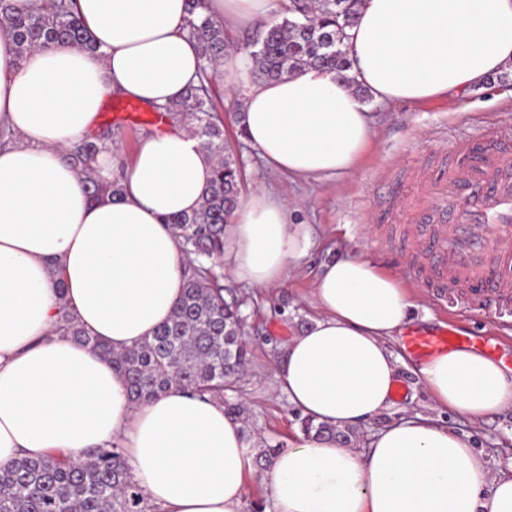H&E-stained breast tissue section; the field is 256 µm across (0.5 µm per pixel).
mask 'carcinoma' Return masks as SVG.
Segmentation results:
<instances>
[{
    "label": "carcinoma",
    "mask_w": 512,
    "mask_h": 512,
    "mask_svg": "<svg viewBox=\"0 0 512 512\" xmlns=\"http://www.w3.org/2000/svg\"><path fill=\"white\" fill-rule=\"evenodd\" d=\"M76 0H39L28 11H17L10 0H0V26L9 29L21 58L50 42L66 41L96 49L76 13ZM363 0H291L289 16L257 31L253 52L254 75L279 79L306 67L336 74L342 82L364 91L349 77L351 68L346 29L357 20ZM190 34L199 43L203 64L197 82L182 101L165 108L175 123L189 120L192 134L213 162V177L202 194L200 207L175 215L166 223L187 261L184 289L168 320L143 341L116 351L90 336L63 315L56 331L106 357L125 379L132 402L158 398L174 387L194 395L218 399L234 418L246 409L237 386L252 362L245 338L246 299L224 287V227L241 202L240 171L235 155L224 144V115L219 107L217 68L224 60V25L207 15V0H188ZM112 126L102 125L91 138L70 149L84 177L89 196L122 194L120 178L98 181L89 162L108 142H115ZM304 434L327 435L343 444L350 434L329 424H315L299 416ZM282 443L260 442L255 463L270 466ZM0 512H158L132 479L126 450L118 444L92 448L72 459L46 455L17 459L0 466Z\"/></svg>",
    "instance_id": "cac0c4a2"
}]
</instances>
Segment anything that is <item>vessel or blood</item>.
<instances>
[{
  "instance_id": "b4317fda",
  "label": "vessel or blood",
  "mask_w": 512,
  "mask_h": 512,
  "mask_svg": "<svg viewBox=\"0 0 512 512\" xmlns=\"http://www.w3.org/2000/svg\"><path fill=\"white\" fill-rule=\"evenodd\" d=\"M479 152L468 139L449 149L457 163L438 176L421 165L409 174L414 191L391 197L392 215L410 212L413 221L399 235L410 269L432 278L443 299L466 298L470 307L512 310V137L489 133ZM405 349L427 359L456 348L494 356L495 336L465 335L448 326L433 332L408 329Z\"/></svg>"
}]
</instances>
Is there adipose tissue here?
Segmentation results:
<instances>
[{
    "instance_id": "1",
    "label": "adipose tissue",
    "mask_w": 512,
    "mask_h": 512,
    "mask_svg": "<svg viewBox=\"0 0 512 512\" xmlns=\"http://www.w3.org/2000/svg\"><path fill=\"white\" fill-rule=\"evenodd\" d=\"M288 3L207 0L213 20L236 29ZM78 11L95 50L55 42L20 62L0 27V465L117 443L160 512H242L253 455L221 402L175 388L133 404L109 360L55 330L64 309L122 350L167 321L186 258L165 219L197 209L212 177L199 140L169 123L141 137L129 164L103 147L94 174L125 167L124 193L88 197L66 149L95 133L106 98L174 104L202 59L186 0H78ZM346 43L349 74L375 102L464 96L512 69V0H364ZM253 69L247 51L224 56V87L242 99L235 124L264 164L317 181L349 174L373 133L367 104L330 72L257 81ZM312 245L285 199L260 187L226 226L224 264L274 288ZM312 298L318 317L280 349L279 388L313 422L361 428L390 405L405 361L387 341L414 304L350 249L318 266ZM416 373L448 412L512 407V369L477 350L437 354ZM265 485L273 512H512V474L490 476L468 437L421 415L384 425L361 451L302 438L275 456Z\"/></svg>"
}]
</instances>
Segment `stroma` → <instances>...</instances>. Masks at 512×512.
<instances>
[{"label": "stroma", "instance_id": "obj_1", "mask_svg": "<svg viewBox=\"0 0 512 512\" xmlns=\"http://www.w3.org/2000/svg\"><path fill=\"white\" fill-rule=\"evenodd\" d=\"M370 112L374 132L356 169L324 182L271 172L257 151L242 141L235 124H224V139L238 160L242 196L262 185L274 188L294 207L295 223L309 225L317 241L307 263L289 272L284 287L264 290L237 284L229 275L224 278L225 285L238 287L250 302L247 332L253 361L241 380L249 426L255 435L275 438L287 446L299 442L302 432L295 409L276 388L275 358L280 346L318 315L312 303V279L328 246L356 250L402 279L416 305L414 327L432 331L453 324L501 337L504 348L499 358L512 368V318H495L490 310L474 312L461 300L436 301L432 288L407 268L400 249L381 244L377 231L386 219L380 202L389 191L404 190L413 166L423 163L444 169L448 166L445 149L455 139H477L490 129L512 133V77L492 78L485 90L460 98L389 105L374 102ZM401 380L406 386L404 395L377 419L375 427L408 415L437 416L418 376L406 369ZM448 422L482 450L491 474H512L511 409L480 420L452 415Z\"/></svg>", "mask_w": 512, "mask_h": 512}]
</instances>
